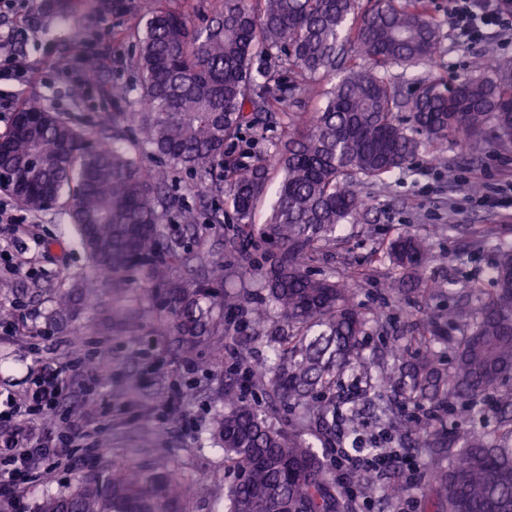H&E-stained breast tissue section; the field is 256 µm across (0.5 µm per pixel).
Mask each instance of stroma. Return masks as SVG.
<instances>
[{"instance_id": "stroma-1", "label": "stroma", "mask_w": 512, "mask_h": 512, "mask_svg": "<svg viewBox=\"0 0 512 512\" xmlns=\"http://www.w3.org/2000/svg\"><path fill=\"white\" fill-rule=\"evenodd\" d=\"M152 3L120 0L118 7L101 14L90 0H71L70 13L61 16L45 0H17L4 28L14 37L28 76L21 83H0V99L11 107L0 114V132L8 127L11 111L33 96L86 126H98L104 115L124 111V103L103 96L99 86L84 85V74L95 66L112 83L136 84L138 75L130 65L135 46L127 31ZM432 14L441 25L442 42L427 71L443 85H451L460 75L482 72L488 60L512 61V35L462 46L451 29L448 0H433ZM79 84L84 94L77 100L71 89ZM472 182L481 184V194L467 191ZM510 183L512 152L492 149L472 162L462 146L452 141L444 159H436L426 149L415 160L413 172L394 175L382 185L360 186L370 208L366 223L339 226L335 241L323 243L309 268L317 275L348 267L363 271V278L351 285L354 302L363 311L384 316L383 325L366 327L362 344L366 360L382 358L392 334L412 326L424 307L421 298L413 295L398 305L389 302L384 288L392 272L383 258L388 242L404 233L429 237L439 260L428 274L438 280L458 281L474 272L489 275L492 253H468L464 247L473 231L483 227L494 228L500 239L512 242V212L481 202L482 195ZM0 207L13 218L12 223H0V273L6 276L0 282V303L15 309L11 321L0 323V394L25 405L34 381L51 369L69 366L78 348L97 362L96 368H80L56 415L13 417V425L24 427L32 444L74 426L85 433L69 449L67 462L55 467L50 480L25 486L20 499L31 508L43 493L63 491L85 477L129 463L148 465L164 456L192 489L190 512H217L233 480L223 451L211 439L214 423L224 412V382L239 361L240 346H247L251 364L267 362L265 340L255 336L248 323L225 339L204 336L192 351H177L163 324L141 321L137 291L146 286L147 275L139 268L126 274L131 289L124 324L113 323L112 305L104 296L95 309L83 310L68 324L48 327L50 289L68 287L75 277L89 273L88 259L70 238L69 217L61 207L34 215L1 193ZM451 218L458 231L434 234V227ZM234 230L228 224L194 237L185 234L178 218L165 224L166 235L183 236L189 251L223 253L224 286L237 291L249 285L250 277L236 256L224 249L225 238ZM35 281L47 289L37 301L27 292ZM89 322L94 325L90 333L85 330ZM432 470L429 457L416 455L407 467L379 470V487L348 484L354 512H431L427 488ZM396 475L412 491L401 503L391 504L383 500L380 486Z\"/></svg>"}]
</instances>
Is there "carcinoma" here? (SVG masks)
<instances>
[{
  "label": "carcinoma",
  "mask_w": 512,
  "mask_h": 512,
  "mask_svg": "<svg viewBox=\"0 0 512 512\" xmlns=\"http://www.w3.org/2000/svg\"><path fill=\"white\" fill-rule=\"evenodd\" d=\"M431 0H384L361 9L358 0H220L204 25L172 0H154L130 35L139 75L136 89L112 86L130 111L107 117L97 130L33 99L21 111L45 114L34 129H20L11 116L0 134V190L25 210L41 213L43 200L63 207L78 245L96 270L55 290L48 324L77 315L99 285L125 293L124 272L138 267L153 287L143 289L149 313L164 319L166 335L185 352L202 336L224 335V320L260 298L256 335L271 349L270 361L254 369L270 396L294 409L286 430L243 394L242 378L224 387V415L214 436L235 473L225 512H352L346 488L331 477L320 447L363 441L336 430V373L364 372L366 391L393 399L374 407L381 436L411 454L434 459L428 497L433 512H512V243L493 244L494 288L473 277L461 283L462 303L446 313L427 311L398 337L410 358L394 353L369 364L361 346L369 321L346 282L362 276L347 269L313 275L307 262L341 224L365 221L366 200L355 190L407 168L425 145L437 149L459 141L471 154L512 151V65L466 74L449 87L414 73L404 91L394 70L432 61L441 31ZM324 106L291 112L301 96L322 82ZM282 120L275 162L239 149L246 131ZM137 136L123 143L121 122ZM426 136L421 140L418 135ZM160 164L143 169V156ZM280 180L269 219L254 223L271 175ZM193 172L203 207L179 212L196 230L234 224L226 247L254 275L253 292L224 290L210 280L186 279L193 271L224 268L214 253H192L183 239L161 233L175 208L172 172ZM217 197L222 205L213 206ZM398 276L387 294L433 300L445 285L426 276L435 262L429 239L413 234L388 242ZM496 404L498 426L446 428L421 418L424 404L439 411L455 403L470 414ZM411 486L395 480L383 489L402 501ZM188 490L170 461L113 468L68 491L45 493L35 512H188Z\"/></svg>",
  "instance_id": "cac0c4a2"
}]
</instances>
